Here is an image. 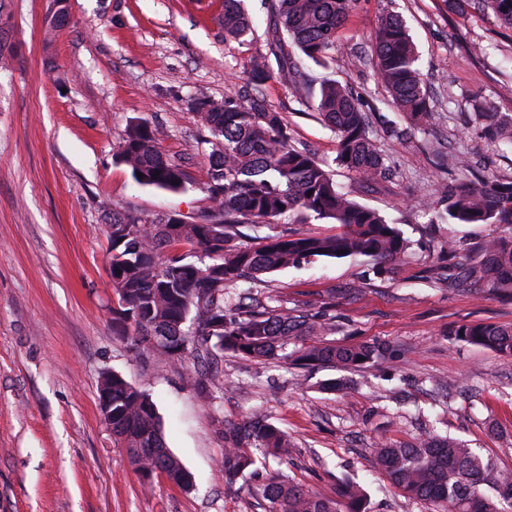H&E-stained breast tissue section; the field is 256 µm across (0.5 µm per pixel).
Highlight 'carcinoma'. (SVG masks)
<instances>
[{
    "label": "carcinoma",
    "mask_w": 512,
    "mask_h": 512,
    "mask_svg": "<svg viewBox=\"0 0 512 512\" xmlns=\"http://www.w3.org/2000/svg\"><path fill=\"white\" fill-rule=\"evenodd\" d=\"M448 8L491 11L512 28V0H444ZM357 0H272L273 23L266 31L268 52L252 57L245 86L222 99L195 97L189 110L210 138L208 198L215 207L191 224L173 218L147 219L133 211L114 212L107 234L112 243V328L140 349L148 337L163 341L154 352L173 363L184 343L195 346L205 363L193 379L201 391L220 381L224 353L241 358L289 361L305 367L343 371L379 370L392 363L388 343L342 345L327 340L336 326L326 315H309L281 305L250 299L262 276L324 258L366 257L377 273L392 274L410 249L397 224L343 192L333 171L305 148L292 144L288 123L261 96L273 77L313 99L320 120L336 135L337 165L363 181L385 176L387 167L367 113L349 88L319 76L303 63L322 65L336 48V37ZM225 40L254 39L252 19L243 0H224L218 19ZM278 70H273L269 57ZM418 56L403 22L394 14L381 19L372 53L378 79L391 103L419 125L430 113V95L417 66ZM470 121L484 125L494 144L512 148V113L491 112L474 99ZM164 132L147 122L132 123L117 150L140 185L181 192L191 182L182 158L161 147ZM143 177H137V173ZM445 207L422 200L418 209L432 224H501L504 235L487 238L461 264L448 263V283L466 282L512 296V181L485 175L461 179L441 190ZM301 215L329 220L341 231L328 236L275 232L252 246L240 241L241 227L276 224ZM189 250H184V246ZM247 282L238 306L229 313L224 291ZM455 339L512 358V326L469 322L454 327ZM112 437L126 448L132 466L160 470L177 481L191 474L167 448L156 407L149 394L112 373ZM224 485L232 488L255 464L250 448L288 455V435L264 419L224 430ZM374 468L403 493L420 498L434 512H506L512 508V470L482 459L449 436L422 435L407 443L380 441ZM261 495L269 512H367L366 495L344 482L326 497L286 480L272 479Z\"/></svg>",
    "instance_id": "cac0c4a2"
}]
</instances>
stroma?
Masks as SVG:
<instances>
[{
    "label": "stroma",
    "instance_id": "35a3bbf8",
    "mask_svg": "<svg viewBox=\"0 0 512 512\" xmlns=\"http://www.w3.org/2000/svg\"><path fill=\"white\" fill-rule=\"evenodd\" d=\"M270 2L245 0L256 34L238 43L217 23L224 0H70L72 22L54 33L53 0H0V37L13 46L0 59V512H268L259 490L276 477L329 497L350 478L366 492L367 512H431L371 464L380 440L408 442L426 431L512 469V359L450 337L462 321L512 324V298L460 293L424 275L449 250L500 228L433 224L417 208L422 198L439 201L455 179L437 163L451 150L512 180V149L489 146L467 122L476 96L512 113V28L493 15L453 12L444 0H358L328 76L366 111L404 126L369 62L379 20L392 12L417 46L434 108L401 141L374 123L389 179L366 185L340 167L335 179L399 224L413 246L388 277L349 257L268 278L282 305L330 310L336 341L396 346L392 380L352 372L346 390L326 391L338 370L228 354L222 388L204 395L191 382L193 355L177 368L136 354L113 333L108 218L176 212L192 221L210 206L198 153L204 133L187 100L244 86L251 57L266 49ZM263 93L294 140L333 165L336 136L312 107L276 78ZM134 120L162 126L163 148L190 158L185 192L139 185L116 161ZM112 370L150 394L193 490L161 475L144 486L99 410V381ZM256 415L293 446L225 489L224 429Z\"/></svg>",
    "mask_w": 512,
    "mask_h": 512
}]
</instances>
